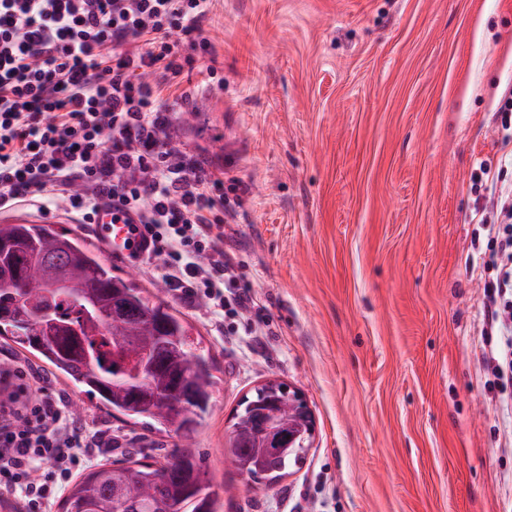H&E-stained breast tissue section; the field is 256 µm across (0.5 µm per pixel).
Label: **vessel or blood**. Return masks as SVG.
Instances as JSON below:
<instances>
[{
    "instance_id": "vessel-or-blood-1",
    "label": "vessel or blood",
    "mask_w": 512,
    "mask_h": 512,
    "mask_svg": "<svg viewBox=\"0 0 512 512\" xmlns=\"http://www.w3.org/2000/svg\"><path fill=\"white\" fill-rule=\"evenodd\" d=\"M134 216L101 205L94 219V229L102 244L114 256L127 261H135L153 252L150 239L136 229Z\"/></svg>"
}]
</instances>
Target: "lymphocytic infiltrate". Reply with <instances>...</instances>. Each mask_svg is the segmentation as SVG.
Instances as JSON below:
<instances>
[{
	"label": "lymphocytic infiltrate",
	"mask_w": 512,
	"mask_h": 512,
	"mask_svg": "<svg viewBox=\"0 0 512 512\" xmlns=\"http://www.w3.org/2000/svg\"><path fill=\"white\" fill-rule=\"evenodd\" d=\"M210 0H0V207L69 197L80 223L101 203L133 212L183 297L223 315V197L216 173L167 148L169 109L146 75H181V40L199 36ZM479 177L475 214L494 254L479 266L486 349L495 376L512 369V137ZM40 399L0 404V485L42 507L81 461L111 447L107 431L74 418L46 376Z\"/></svg>",
	"instance_id": "f902f5d3"
}]
</instances>
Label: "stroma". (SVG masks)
<instances>
[{"mask_svg":"<svg viewBox=\"0 0 512 512\" xmlns=\"http://www.w3.org/2000/svg\"><path fill=\"white\" fill-rule=\"evenodd\" d=\"M183 54L191 100L169 133L221 174L224 248L252 303L219 322L157 258L112 271L168 303L211 357L193 443L216 512H512V383L483 364L471 275L475 181L512 124V0H213ZM18 216L96 240L64 197L0 210V224ZM271 376L302 393L316 433L302 465L255 490L224 436ZM53 386L111 431L98 462L182 444Z\"/></svg>","mask_w":512,"mask_h":512,"instance_id":"35a3bbf8","label":"stroma"}]
</instances>
